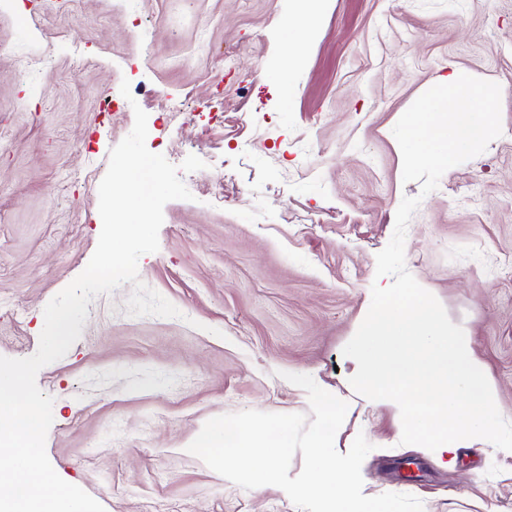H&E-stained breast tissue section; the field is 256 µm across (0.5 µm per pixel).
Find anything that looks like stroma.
I'll return each mask as SVG.
<instances>
[{
    "label": "stroma",
    "mask_w": 512,
    "mask_h": 512,
    "mask_svg": "<svg viewBox=\"0 0 512 512\" xmlns=\"http://www.w3.org/2000/svg\"><path fill=\"white\" fill-rule=\"evenodd\" d=\"M291 7L54 0L43 41L32 0L0 14V356L37 351L46 304L88 264L98 187L138 106L150 151L205 163L183 174L192 200L165 205L159 249L138 262L180 315H129L128 283L88 305L80 338L36 377L53 399L57 474L105 512H299L282 489H243L187 447L219 415L309 413L286 379L303 372L349 404L336 447L360 433L372 444L361 469L371 495L512 512L511 458L476 445L446 468L401 444L394 410L353 390L343 354L372 285L392 282L376 256L399 204L421 195L402 181L394 126L438 78L496 82L501 136L422 195L405 257L512 411V0H331L283 106L274 79ZM30 50L24 73L16 58ZM174 100L183 112L168 111Z\"/></svg>",
    "instance_id": "35a3bbf8"
}]
</instances>
